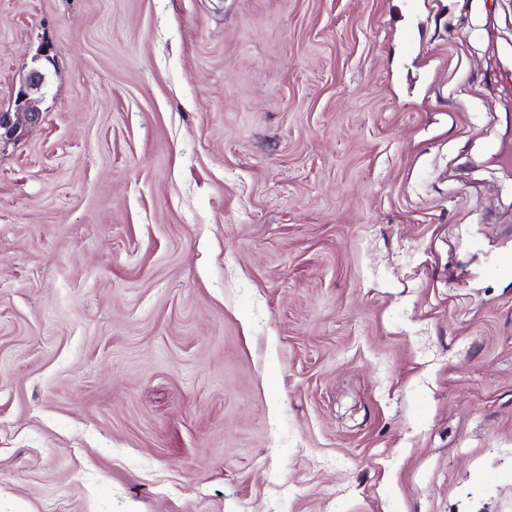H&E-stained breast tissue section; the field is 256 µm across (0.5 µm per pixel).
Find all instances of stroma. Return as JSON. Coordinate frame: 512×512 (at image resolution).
I'll return each instance as SVG.
<instances>
[{
	"instance_id": "stroma-1",
	"label": "stroma",
	"mask_w": 512,
	"mask_h": 512,
	"mask_svg": "<svg viewBox=\"0 0 512 512\" xmlns=\"http://www.w3.org/2000/svg\"><path fill=\"white\" fill-rule=\"evenodd\" d=\"M512 0H0V512H512ZM45 78L43 68L38 66L20 75L12 106L0 109V142H20L29 127L40 123L42 114L35 106V95L41 93Z\"/></svg>"
}]
</instances>
